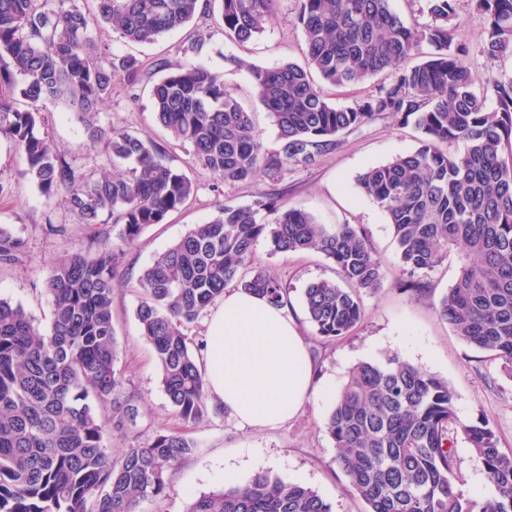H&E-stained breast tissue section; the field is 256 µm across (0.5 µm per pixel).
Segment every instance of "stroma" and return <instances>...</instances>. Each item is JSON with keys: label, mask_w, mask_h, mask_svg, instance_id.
Wrapping results in <instances>:
<instances>
[{"label": "stroma", "mask_w": 512, "mask_h": 512, "mask_svg": "<svg viewBox=\"0 0 512 512\" xmlns=\"http://www.w3.org/2000/svg\"><path fill=\"white\" fill-rule=\"evenodd\" d=\"M452 20L455 39L468 48L467 61L475 93H483L489 73H512V57L487 58L481 33L485 20L474 0H455ZM298 0H279L278 10L266 29L254 40L237 43L225 37L215 15L193 19L180 31L151 45L125 42L105 26L91 28L89 35L100 50L116 57L129 56L141 63L139 83L131 99L126 81L115 77L112 97L100 114L103 126L137 132L169 148L173 164L195 181L197 191L189 203L166 223L148 227L135 245L125 248L113 281V324L118 348L116 369L126 388L139 398L138 435L147 442L157 432L175 430L191 438L195 448L167 475L165 497L140 504V512H186L190 502L225 485V469H233L236 483L266 472L290 483L315 490L333 512H364L365 504L345 491L346 478L336 465V450L320 421L332 401L323 396L324 383L342 387L352 367L396 355L429 373L448 380L455 391V408L465 422L486 417L494 427L501 448L512 450V378L497 360L463 342L440 319L435 307L453 285L458 265L448 258L423 276L425 290L413 296L397 290L398 255L392 230L378 206L362 195L357 178L368 167L386 163L412 152L419 133L413 125H401L380 117L342 136L340 144L320 155L309 166H289L278 181L261 177L250 183L224 184L223 180L195 164L189 146H174L167 132L156 124L150 86L160 77L153 63L178 61L181 42L197 41L189 62L221 75L225 88L253 112L255 127L265 147L277 150V130L269 113L259 103L249 71L236 66L245 59L259 67L286 62L305 64V41L297 24ZM41 133L54 143L73 168L83 173L112 171V155L85 146L84 126L65 105L48 106ZM25 161L7 141H0V225L13 230L24 242L23 263L0 264V297L21 305L41 325L50 322L45 277L60 257L95 250L96 245L77 216L60 200L49 201L25 176ZM274 193L283 204L313 213L323 224H357L367 232L369 243L388 272L383 288L362 297L364 317L348 335L325 342L313 336L304 306V291L310 283L336 279V267L319 253L275 252L268 238L254 247V265L276 275L288 287V309L298 318L313 364L310 394L297 413L275 427L240 425L223 406L211 404L206 420L185 423L173 412L159 381V370L150 345L140 334L135 309L140 290V272L185 235L194 225L210 221L219 205H250L262 195ZM455 485L465 494L488 492L482 468L473 460L465 439L455 444Z\"/></svg>", "instance_id": "1"}]
</instances>
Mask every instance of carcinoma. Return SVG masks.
Segmentation results:
<instances>
[{
	"instance_id": "carcinoma-1",
	"label": "carcinoma",
	"mask_w": 512,
	"mask_h": 512,
	"mask_svg": "<svg viewBox=\"0 0 512 512\" xmlns=\"http://www.w3.org/2000/svg\"><path fill=\"white\" fill-rule=\"evenodd\" d=\"M219 2L224 33L245 43L263 33L279 0H95L89 13L64 0H0V137L23 156L25 174L47 199L63 197L98 243L94 252L60 258L45 292L51 321L42 328L23 307L0 298V512H136L165 495L167 472L192 453L181 431L157 433L114 458L105 439L130 431L138 397L123 391L115 369L113 279L122 246L164 224L196 193L195 181L167 161V148L127 129L99 123L112 81L136 85L138 64L99 50L90 27L106 24L128 43L153 44ZM306 65L246 64L257 98L273 118L280 147L263 148L252 114L224 89L220 76L187 62L161 60L165 75L150 90L154 119L171 140L192 148L196 164L224 183L263 174L279 179L289 165L308 166L345 133L388 116L414 122V151L368 168L360 191L387 218L402 271L400 290L423 291L415 276L453 252L459 273L438 315L469 346L489 352L512 378V75L493 76L487 96L472 89L467 48L448 22L453 0H427L433 22L405 23L391 0H298ZM485 18L483 52L512 57V0H476ZM427 43L434 52L405 62ZM317 72L342 86L385 75L375 93L353 106L328 102ZM23 99L25 108L16 105ZM62 103L83 123L90 145L103 144L129 175L81 173L41 134L42 112ZM462 143L460 152L448 145ZM261 237L281 253L330 259L347 284L320 280L304 292L313 334L344 336L364 316L362 294L387 275L365 230L326 226L299 208L264 195L251 206L224 204L138 277L136 318L161 371L176 415H208L202 346L183 332L236 284L274 304L288 302L277 277L253 269ZM23 242L0 227V263L20 261ZM448 381L396 355L362 362L348 373L322 428L335 462L366 512H512V451L499 448L489 421L460 422ZM466 436L490 490L470 498L454 484L451 428ZM186 512H333L315 490L257 473L244 484L203 494Z\"/></svg>"
}]
</instances>
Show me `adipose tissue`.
Masks as SVG:
<instances>
[{"instance_id": "ef3b65f1", "label": "adipose tissue", "mask_w": 512, "mask_h": 512, "mask_svg": "<svg viewBox=\"0 0 512 512\" xmlns=\"http://www.w3.org/2000/svg\"><path fill=\"white\" fill-rule=\"evenodd\" d=\"M203 361L209 397L244 425L285 422L311 386V361L294 316L244 290L225 292L211 308Z\"/></svg>"}]
</instances>
